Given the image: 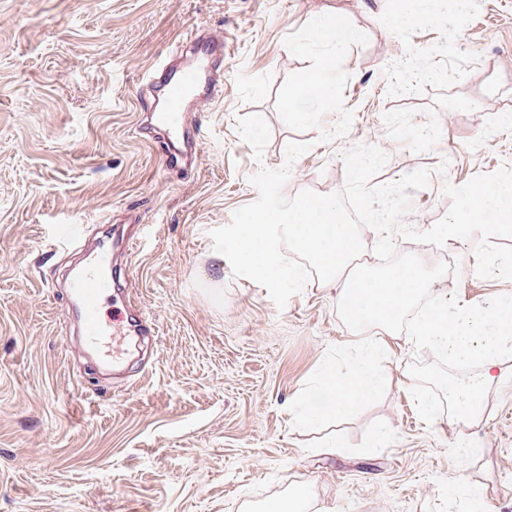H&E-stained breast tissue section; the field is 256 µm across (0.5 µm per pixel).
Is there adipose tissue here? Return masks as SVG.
<instances>
[{"label":"adipose tissue","mask_w":512,"mask_h":512,"mask_svg":"<svg viewBox=\"0 0 512 512\" xmlns=\"http://www.w3.org/2000/svg\"><path fill=\"white\" fill-rule=\"evenodd\" d=\"M482 323L488 326V336L482 337L479 349L480 373L468 382L453 381L449 384V401L452 409L449 422H478L483 412L485 388L498 382L503 375V358L512 350V301L497 300L494 307L466 301L461 303L456 318H448L442 310H434L419 323L425 340L456 356L462 348L469 327ZM385 338L362 341L361 358L356 371L346 377H328L324 383L328 399L324 406H312L307 410L310 418L324 415L341 416L355 405L369 398L379 379L373 365V355Z\"/></svg>","instance_id":"adipose-tissue-1"}]
</instances>
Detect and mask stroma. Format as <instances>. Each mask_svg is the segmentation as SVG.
<instances>
[{
  "label": "stroma",
  "mask_w": 512,
  "mask_h": 512,
  "mask_svg": "<svg viewBox=\"0 0 512 512\" xmlns=\"http://www.w3.org/2000/svg\"><path fill=\"white\" fill-rule=\"evenodd\" d=\"M403 0H0V512H264L302 487V512H512V354L484 391L471 433L419 417L404 377L406 333L375 354L382 379L344 417L304 418L327 376L355 366L361 337L338 312V287L311 280L284 308L234 276L211 229L255 201L258 167L309 144L285 197L342 190V155L358 144L388 161L374 184L424 169L406 225L447 212L445 186L512 168V0H478L448 25L441 9L396 27ZM335 11L358 33L331 52L314 33ZM224 36L230 70L199 117L197 170H163L137 138L148 74L190 33ZM324 71L332 101L299 74ZM305 111L309 120L297 119ZM261 115L262 161L237 131ZM134 200L146 228L131 257L130 300L156 320L145 370L103 381L67 350L72 308L58 282L81 255L62 229L124 227ZM458 274L434 294L493 303L512 280L471 273L473 241L450 248ZM461 485L449 490V477Z\"/></svg>",
  "instance_id": "obj_1"
}]
</instances>
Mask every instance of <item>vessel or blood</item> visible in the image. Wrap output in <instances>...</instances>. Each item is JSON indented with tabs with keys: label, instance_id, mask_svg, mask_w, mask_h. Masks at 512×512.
Returning a JSON list of instances; mask_svg holds the SVG:
<instances>
[{
	"label": "vessel or blood",
	"instance_id": "obj_1",
	"mask_svg": "<svg viewBox=\"0 0 512 512\" xmlns=\"http://www.w3.org/2000/svg\"><path fill=\"white\" fill-rule=\"evenodd\" d=\"M178 50L191 55L192 61L162 68L154 75L150 104L141 124L144 134L166 138L165 157L174 168L191 165L197 158L199 134L188 115L205 111L218 92L225 68L224 37L210 33L198 40H185ZM132 249L129 238L100 241L86 252L81 266L69 274L66 285L81 324L80 349L116 378L129 374L136 344L159 335L157 325L140 314H130L112 325L99 312L101 296L126 278L128 268L118 259L131 257Z\"/></svg>",
	"mask_w": 512,
	"mask_h": 512
}]
</instances>
